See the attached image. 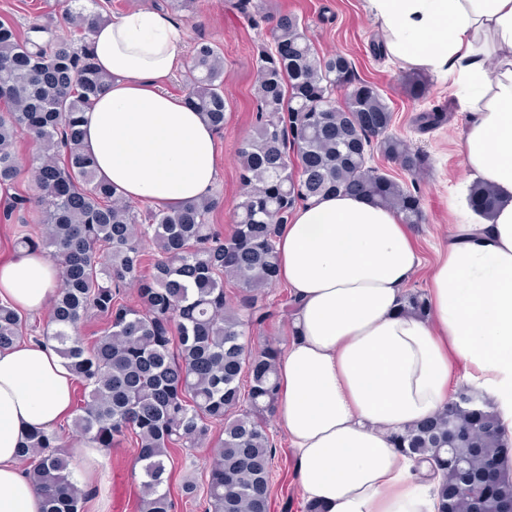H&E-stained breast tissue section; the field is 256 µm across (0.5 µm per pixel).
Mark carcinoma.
<instances>
[{
  "mask_svg": "<svg viewBox=\"0 0 512 512\" xmlns=\"http://www.w3.org/2000/svg\"><path fill=\"white\" fill-rule=\"evenodd\" d=\"M68 12L81 32L74 39H43L34 26L21 35L0 22V188L18 168L15 144L36 147L35 203L45 235L22 233L26 250L49 249L61 285L45 339L83 387L74 409L76 435L110 449L135 439L140 465L139 512H175L167 464L178 448H198L218 431V452L206 483L208 512H271L270 473L276 448L268 421L278 399L272 345L252 349L246 329L273 315L264 289L279 281L275 261L279 227L296 204L337 194L364 197L397 211L406 224L422 219L420 196L381 169L367 166L375 149L414 175L422 156L390 133L393 112L379 91L354 76L340 55L318 56L292 13L266 16L263 4L239 0L256 26L272 21V44L257 48L260 80L252 133L238 148L245 198L234 232L210 222L220 204L211 196L158 211L140 210L97 179L82 146L81 113L104 86L89 51L102 18L98 0H72ZM223 67L218 48L201 42L186 75L194 106L217 131L224 128ZM347 88L345 101L332 92ZM296 154L291 166L288 150ZM470 202L490 213L497 199L485 183ZM153 268L151 277L142 268ZM136 282L142 306L126 301ZM101 334L78 333L88 314ZM17 309L0 303V349L36 331ZM409 456H432L442 481L438 512H508L512 481L477 500L457 492L481 479L485 462L504 459L497 415L459 404L395 436ZM18 457L43 496V512H84L56 432L35 431Z\"/></svg>",
  "mask_w": 512,
  "mask_h": 512,
  "instance_id": "carcinoma-1",
  "label": "carcinoma"
}]
</instances>
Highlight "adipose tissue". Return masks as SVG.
<instances>
[{"instance_id": "obj_1", "label": "adipose tissue", "mask_w": 512, "mask_h": 512, "mask_svg": "<svg viewBox=\"0 0 512 512\" xmlns=\"http://www.w3.org/2000/svg\"><path fill=\"white\" fill-rule=\"evenodd\" d=\"M390 57L452 78L470 114L460 139L472 181L493 186L489 215L465 210L438 255L430 311L405 309L421 265L399 213L362 197L300 206L276 243L297 311L277 362L274 413L304 502L324 512H436L439 478L394 434L433 417L451 388L473 389L512 441V0H367ZM94 62L107 82L82 114L97 177L126 198L175 207L210 196L216 131L164 82L184 64L182 26L159 11L98 21ZM59 269L43 252L0 261V301L37 312ZM73 377L53 342L0 351V512H42L18 468L37 430L70 411Z\"/></svg>"}]
</instances>
